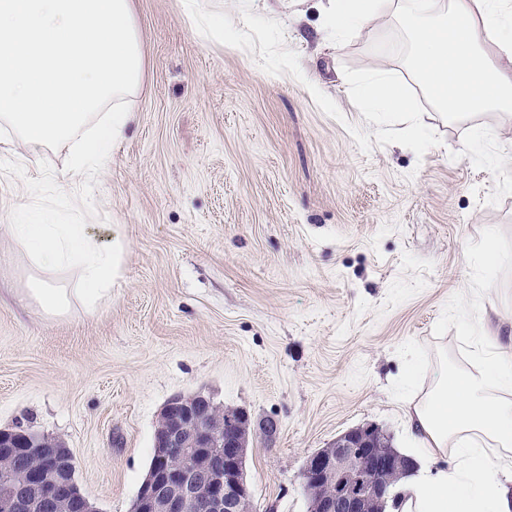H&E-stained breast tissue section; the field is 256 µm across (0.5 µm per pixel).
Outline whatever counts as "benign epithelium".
I'll return each mask as SVG.
<instances>
[{
	"mask_svg": "<svg viewBox=\"0 0 512 512\" xmlns=\"http://www.w3.org/2000/svg\"><path fill=\"white\" fill-rule=\"evenodd\" d=\"M203 394L175 395L161 408L165 426L154 434L157 448L152 475L140 489L134 512H253L252 496L242 478L244 428L248 415L214 425L201 413ZM376 428L351 429L336 445L312 454L302 472L307 495L335 479L332 493L310 502V512H363L382 498L387 486L380 474L393 465L371 447ZM29 435L20 429L0 430V447L11 448ZM59 453L38 459L28 473L29 493L13 486L12 475L0 473V512H25L34 505L50 512H70V500L59 493Z\"/></svg>",
	"mask_w": 512,
	"mask_h": 512,
	"instance_id": "7a95c632",
	"label": "benign epithelium"
}]
</instances>
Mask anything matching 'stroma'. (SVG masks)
Segmentation results:
<instances>
[{
  "instance_id": "35a3bbf8",
  "label": "stroma",
  "mask_w": 512,
  "mask_h": 512,
  "mask_svg": "<svg viewBox=\"0 0 512 512\" xmlns=\"http://www.w3.org/2000/svg\"><path fill=\"white\" fill-rule=\"evenodd\" d=\"M132 11L136 119L94 190L123 273L91 319L0 303V429L60 439L97 512H131L163 404L200 392L251 419L256 512H308L309 455L366 425L414 447L404 410L438 352L469 365L458 325L512 330V167L463 154L477 124L512 138V114L437 112L389 15L340 39L321 0ZM217 18L235 21L233 45L197 32ZM375 66L405 80L425 142L363 110ZM29 199L0 174V289L17 293L30 267L7 226Z\"/></svg>"
}]
</instances>
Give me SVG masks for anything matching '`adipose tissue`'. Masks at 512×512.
<instances>
[{
  "instance_id": "ef3b65f1",
  "label": "adipose tissue",
  "mask_w": 512,
  "mask_h": 512,
  "mask_svg": "<svg viewBox=\"0 0 512 512\" xmlns=\"http://www.w3.org/2000/svg\"><path fill=\"white\" fill-rule=\"evenodd\" d=\"M337 36L382 15L402 20L411 43L407 66L439 110L452 116L512 107V0H328ZM366 108L421 129L400 83L376 67L361 79ZM31 274L19 302L36 301L47 316L81 305L94 316L120 272V238L97 239L89 224H50L28 216L9 225ZM67 270L73 280L62 279ZM491 323L463 326L474 369L440 364L430 390L406 410L420 441L417 474L391 491L390 512H512V357L493 341ZM484 342H476V335ZM449 465H441V458Z\"/></svg>"
}]
</instances>
